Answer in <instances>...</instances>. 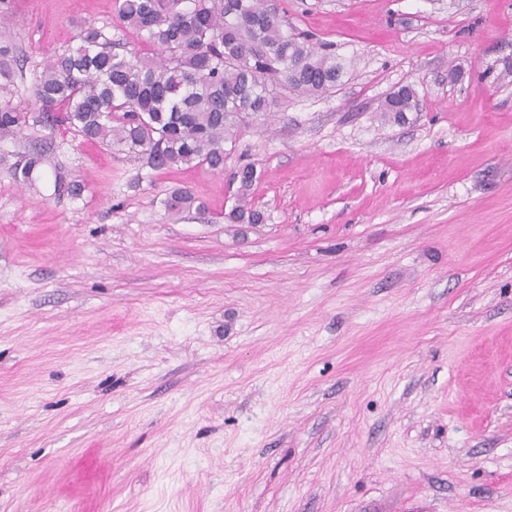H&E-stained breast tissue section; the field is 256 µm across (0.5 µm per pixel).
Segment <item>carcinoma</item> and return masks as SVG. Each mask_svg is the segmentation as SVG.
Listing matches in <instances>:
<instances>
[{"label": "carcinoma", "instance_id": "carcinoma-1", "mask_svg": "<svg viewBox=\"0 0 512 512\" xmlns=\"http://www.w3.org/2000/svg\"><path fill=\"white\" fill-rule=\"evenodd\" d=\"M116 30L148 50L91 24L79 25L78 44L52 55L32 88L43 112L57 113L83 140L134 155L154 172L176 167L224 171L225 144L235 143L248 119L267 115L282 88L322 95L347 74L346 65L269 9L268 0H115ZM419 108L411 86L388 94L382 117L403 124ZM25 115L0 103V132L22 131ZM44 163L35 154L11 170L22 184ZM233 224H261L252 203L259 180L252 163L235 172ZM82 185L60 175L54 194L78 197ZM179 214L201 205L186 188L162 201Z\"/></svg>", "mask_w": 512, "mask_h": 512}]
</instances>
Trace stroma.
I'll return each mask as SVG.
<instances>
[{
    "mask_svg": "<svg viewBox=\"0 0 512 512\" xmlns=\"http://www.w3.org/2000/svg\"><path fill=\"white\" fill-rule=\"evenodd\" d=\"M280 4L348 72L223 172L0 133V512H512V0ZM115 20L13 0L0 102ZM242 160L261 224L224 218ZM419 108L418 94L412 86H402L388 94L380 104L382 117L393 124H404L408 120V113ZM195 197L190 193L187 188H179L170 192L162 201L166 212L171 214H179L185 211L195 209L200 210L202 206L196 205Z\"/></svg>",
    "mask_w": 512,
    "mask_h": 512,
    "instance_id": "stroma-1",
    "label": "stroma"
}]
</instances>
